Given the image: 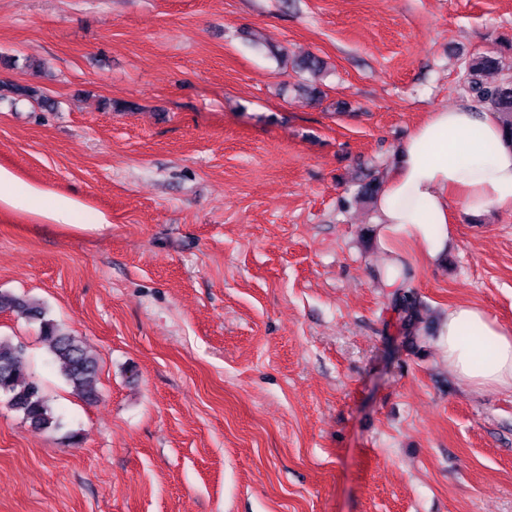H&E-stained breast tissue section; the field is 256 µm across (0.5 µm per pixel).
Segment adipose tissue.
I'll use <instances>...</instances> for the list:
<instances>
[{
	"label": "adipose tissue",
	"mask_w": 512,
	"mask_h": 512,
	"mask_svg": "<svg viewBox=\"0 0 512 512\" xmlns=\"http://www.w3.org/2000/svg\"><path fill=\"white\" fill-rule=\"evenodd\" d=\"M376 248L387 257L382 277L399 284L405 246L417 243L429 263L442 262L457 212L481 217L512 213V145L505 143L497 113L471 98L428 113L397 149L373 201ZM449 370L466 386L512 391V328L484 308H449L439 331ZM492 350L479 356L481 346Z\"/></svg>",
	"instance_id": "1"
}]
</instances>
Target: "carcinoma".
I'll use <instances>...</instances> for the list:
<instances>
[{"label":"carcinoma","instance_id":"carcinoma-1","mask_svg":"<svg viewBox=\"0 0 512 512\" xmlns=\"http://www.w3.org/2000/svg\"><path fill=\"white\" fill-rule=\"evenodd\" d=\"M499 69L498 58L479 54L464 62L463 87L479 103L498 113L505 138L512 142V75L489 83L486 76ZM25 99L45 109L52 108L48 99L30 86L0 83V101ZM411 274L404 270L398 288L392 293L393 307L408 318L413 327L427 322V307L410 284ZM0 311H15L40 322L41 339L61 376L72 390L92 404L99 398L97 390L98 359L82 341L60 324L47 317L46 309L19 295L0 291ZM0 396L10 408L19 412L33 429L51 432L61 427L41 383L27 372L26 350L20 343L0 337Z\"/></svg>","mask_w":512,"mask_h":512}]
</instances>
